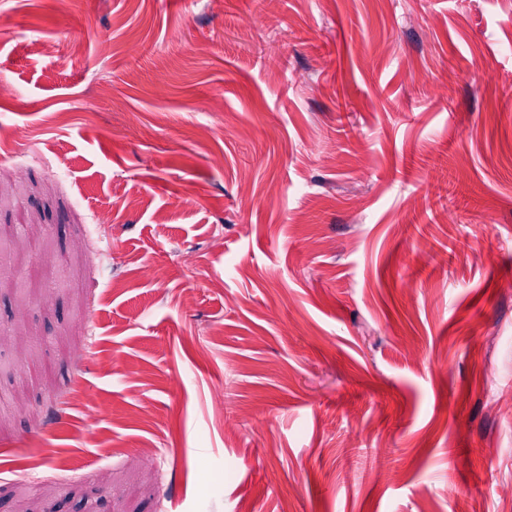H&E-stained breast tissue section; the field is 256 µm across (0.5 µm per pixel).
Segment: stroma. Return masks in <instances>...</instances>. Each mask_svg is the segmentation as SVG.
<instances>
[{
  "mask_svg": "<svg viewBox=\"0 0 512 512\" xmlns=\"http://www.w3.org/2000/svg\"><path fill=\"white\" fill-rule=\"evenodd\" d=\"M511 390L512 0H0V512H512Z\"/></svg>",
  "mask_w": 512,
  "mask_h": 512,
  "instance_id": "35a3bbf8",
  "label": "stroma"
}]
</instances>
